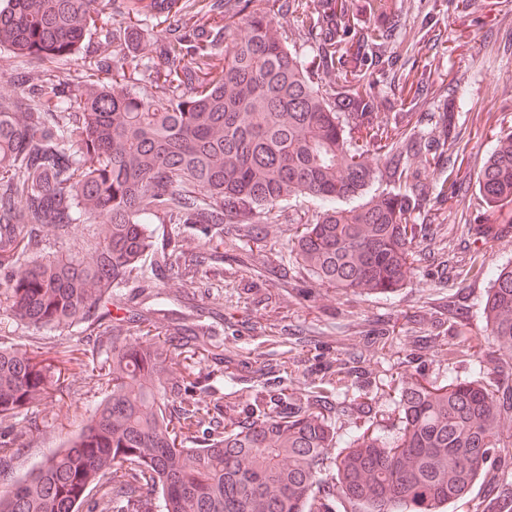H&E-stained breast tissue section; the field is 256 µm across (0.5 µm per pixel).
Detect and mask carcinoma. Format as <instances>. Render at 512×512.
Returning a JSON list of instances; mask_svg holds the SVG:
<instances>
[{
  "label": "carcinoma",
  "instance_id": "1",
  "mask_svg": "<svg viewBox=\"0 0 512 512\" xmlns=\"http://www.w3.org/2000/svg\"><path fill=\"white\" fill-rule=\"evenodd\" d=\"M425 0L409 58L442 39ZM389 0H0V313L62 337L104 330L92 363L102 398L63 444L23 477H0V512H446L480 482L512 475V265L454 270L488 278L487 345L471 376L429 379L419 336L396 351L401 380L371 379L344 347L281 324L296 278L345 294L407 285L439 214L416 223L427 172L458 144L454 113L416 132L437 92L434 61L399 63ZM291 18L312 43L288 44ZM390 95L379 97L373 84ZM477 199L499 222L465 224L472 243L512 233V134L477 175ZM291 200L317 201L311 214ZM104 217L77 250L63 239ZM267 224L288 226L292 269L249 329L272 346L219 348L205 322L165 304L118 298L147 269L197 287L206 266L233 282L274 270ZM198 231L207 248L179 237ZM232 238L224 248V238ZM445 351L461 334L431 312ZM136 337L129 343L126 337ZM385 353L395 329L368 336ZM58 357L0 340V420L38 415L70 391ZM219 363L245 396L196 397L200 366ZM355 395L341 400L337 386ZM396 394L389 424L378 395ZM25 431L0 433V462ZM512 483L474 512H503Z\"/></svg>",
  "mask_w": 512,
  "mask_h": 512
}]
</instances>
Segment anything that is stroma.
I'll list each match as a JSON object with an SVG mask.
<instances>
[{
	"instance_id": "stroma-1",
	"label": "stroma",
	"mask_w": 512,
	"mask_h": 512,
	"mask_svg": "<svg viewBox=\"0 0 512 512\" xmlns=\"http://www.w3.org/2000/svg\"><path fill=\"white\" fill-rule=\"evenodd\" d=\"M490 8L457 9V0H448L449 8L439 17L438 27L448 50L440 58L436 82L439 92L421 107L422 133L437 131L442 114L454 112L460 133L458 152L443 157L433 183L444 185L445 195L431 196L429 205L439 210L450 224L451 251L457 264L467 266L474 259L489 265L512 263V237L484 245L481 253L466 247L465 235L458 224L489 223L485 206L476 201V177L494 151L500 137L512 132V0H490ZM251 290L249 308L237 307L238 291L225 286L211 275L200 277L196 292H183L178 279L167 277L162 288L164 298L180 315L209 323L216 333L224 331L227 311L236 319L261 313L260 298L276 292L279 281L272 275L253 277L245 282ZM306 297H293L288 305V324L317 336L345 335L350 322H388L400 332L414 327L423 303H436L459 296L458 321L463 328L452 341L456 366L445 356L429 358L425 370L429 377L455 373L466 379L471 375V359L476 344L484 336L482 304L488 281L471 277L461 281L436 273L432 254H423L406 288L391 295L353 296L335 292L313 279L300 281ZM84 370L69 372L72 398L69 413L56 415L54 407L43 408L45 417L38 431L28 438L16 457L0 469L4 477L24 476L50 449L78 432L87 412L97 402L83 385Z\"/></svg>"
}]
</instances>
